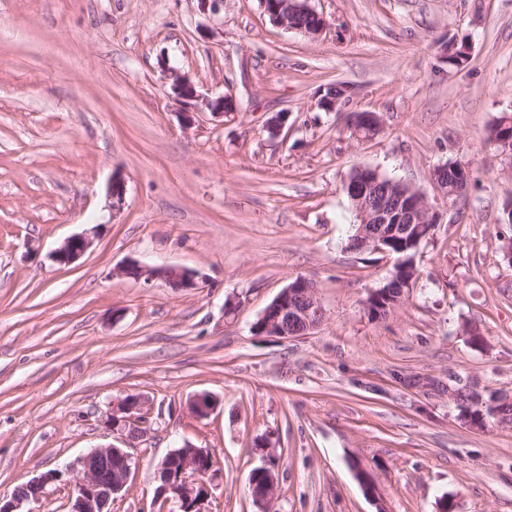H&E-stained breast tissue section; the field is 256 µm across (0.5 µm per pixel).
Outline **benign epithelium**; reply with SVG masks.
<instances>
[{"label":"benign epithelium","instance_id":"1","mask_svg":"<svg viewBox=\"0 0 512 512\" xmlns=\"http://www.w3.org/2000/svg\"><path fill=\"white\" fill-rule=\"evenodd\" d=\"M261 3L270 21L279 27L311 36L320 35L325 28L323 18L308 6L307 0H261ZM305 15L315 18L316 23L309 27L298 24L296 18ZM170 76L173 77V98L188 123L192 122L201 102L212 114L219 116L234 106L233 99L228 96L204 98L189 80L174 72ZM344 98L343 94L338 96L334 91L326 94L321 89L318 106L333 112ZM370 127L383 129L382 117L374 112L365 113L361 124L352 126L354 137L364 140L363 130ZM356 173L354 182L345 184L359 220L350 238V249L387 252L388 234L384 229L389 224L401 225V232L410 235L417 243L430 236L434 225L439 223V215L431 210L422 195L409 197L404 184L399 182L381 185L380 174L373 169L359 168ZM125 195V181L120 176H113L108 187L112 210L121 209ZM95 235L96 229L92 227L66 238L53 252V261L60 265L76 262L91 247ZM112 275L136 281L161 279L175 290L196 287V274L179 266L149 267L129 261L113 268ZM322 319L323 310L316 298L315 285L303 277L284 288L260 315L264 324L262 334L281 339L307 335ZM216 405L215 397L202 393L193 398L190 409L202 418L209 416ZM148 411V400L140 395H128L113 403L104 424L123 446L97 447L64 470L40 474L19 486L9 500L0 501V512H35L29 505L42 503L48 495V487L56 483L72 486L70 512H112V503L132 474L133 457L128 448L144 437L143 424ZM205 458L210 460V467H215L216 455L212 450L198 448L187 441L169 452L157 468L159 473L166 472V481L155 489V501L173 504L180 512H210L211 477L199 470L200 460ZM274 493L275 476L271 473L263 489L251 490L258 512H270L268 504L273 502Z\"/></svg>","mask_w":512,"mask_h":512}]
</instances>
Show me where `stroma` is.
Returning a JSON list of instances; mask_svg holds the SVG:
<instances>
[{"mask_svg": "<svg viewBox=\"0 0 512 512\" xmlns=\"http://www.w3.org/2000/svg\"><path fill=\"white\" fill-rule=\"evenodd\" d=\"M308 4L316 38L260 0H0V498L111 443L113 401L141 394L149 431L112 512H157L155 469L184 439L216 454L211 512H256L249 474L273 456V512H512V427L473 430L453 398L512 396V155L486 142L512 114V0ZM176 74L235 110L185 124ZM333 83L350 97L325 112ZM362 111L384 120L369 141L346 125ZM449 163L471 172L453 198L431 179ZM363 167L440 216L378 320L366 300L395 259L347 247L344 184ZM90 224L86 254L53 262ZM130 260L199 285L113 276ZM299 277L320 325L255 334ZM205 392L219 405L199 419L188 403Z\"/></svg>", "mask_w": 512, "mask_h": 512, "instance_id": "1", "label": "stroma"}]
</instances>
